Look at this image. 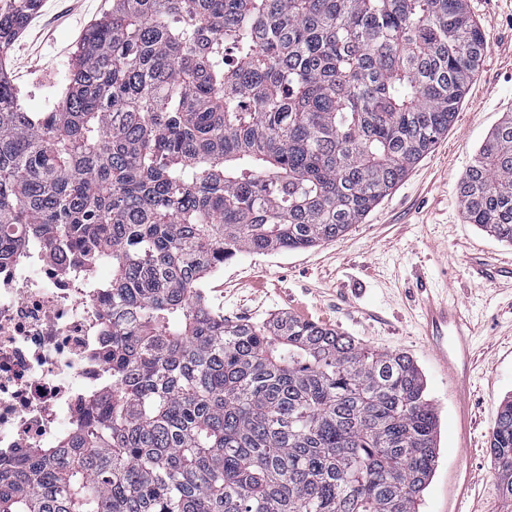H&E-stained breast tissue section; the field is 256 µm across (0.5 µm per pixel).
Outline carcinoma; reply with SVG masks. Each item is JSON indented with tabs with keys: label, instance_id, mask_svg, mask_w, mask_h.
<instances>
[{
	"label": "carcinoma",
	"instance_id": "cac0c4a2",
	"mask_svg": "<svg viewBox=\"0 0 512 512\" xmlns=\"http://www.w3.org/2000/svg\"><path fill=\"white\" fill-rule=\"evenodd\" d=\"M40 3L0 5V257L26 234L112 265V393L0 468V512H416L439 417L414 360L228 322L202 285L342 236L437 144L485 49L468 0H112L30 112L4 53ZM458 193L512 244V115ZM490 451L512 500V397Z\"/></svg>",
	"mask_w": 512,
	"mask_h": 512
}]
</instances>
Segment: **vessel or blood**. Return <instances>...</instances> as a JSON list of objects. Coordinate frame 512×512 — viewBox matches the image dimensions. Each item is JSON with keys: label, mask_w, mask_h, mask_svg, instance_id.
Instances as JSON below:
<instances>
[{"label": "vessel or blood", "mask_w": 512, "mask_h": 512, "mask_svg": "<svg viewBox=\"0 0 512 512\" xmlns=\"http://www.w3.org/2000/svg\"><path fill=\"white\" fill-rule=\"evenodd\" d=\"M418 305L421 336L432 361L453 385L458 401L460 433L468 435L472 428L468 396L476 361L474 328L457 303L437 292L422 290ZM471 489L469 472H457L453 491L445 503L446 512H467Z\"/></svg>", "instance_id": "1"}]
</instances>
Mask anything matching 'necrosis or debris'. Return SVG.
Returning a JSON list of instances; mask_svg holds the SVG:
<instances>
[{
    "mask_svg": "<svg viewBox=\"0 0 512 512\" xmlns=\"http://www.w3.org/2000/svg\"><path fill=\"white\" fill-rule=\"evenodd\" d=\"M103 303L67 249L28 236L0 258V461L62 445L109 391Z\"/></svg>",
    "mask_w": 512,
    "mask_h": 512,
    "instance_id": "necrosis-or-debris-1",
    "label": "necrosis or debris"
}]
</instances>
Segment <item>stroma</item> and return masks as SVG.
Masks as SVG:
<instances>
[{
    "mask_svg": "<svg viewBox=\"0 0 512 512\" xmlns=\"http://www.w3.org/2000/svg\"><path fill=\"white\" fill-rule=\"evenodd\" d=\"M111 6L112 0H43L7 54L30 111L61 98L85 28ZM469 6L486 38L480 69L447 134L404 180L339 239L305 250L243 253L204 283L225 320L259 323L285 312L413 358L439 414L438 463L418 512H442L460 467L471 473L481 512H512L498 492L489 449L499 406L512 395V246L465 223L458 197L480 145L503 113H512V0H469ZM421 287L442 289L476 324L475 427L465 449L451 383L420 339Z\"/></svg>",
    "mask_w": 512,
    "mask_h": 512,
    "instance_id": "stroma-1",
    "label": "stroma"
}]
</instances>
